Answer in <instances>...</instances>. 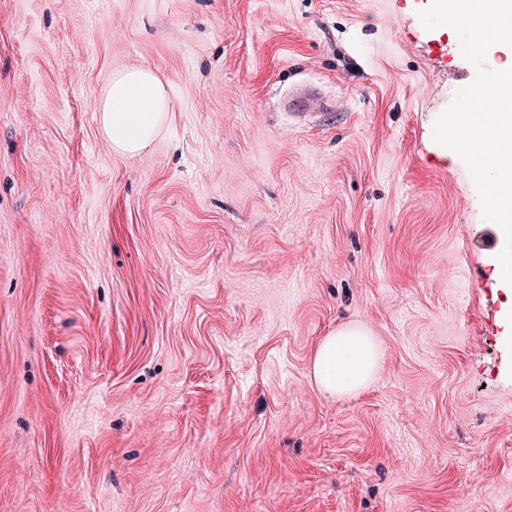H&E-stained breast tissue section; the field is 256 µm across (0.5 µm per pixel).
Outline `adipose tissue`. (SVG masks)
<instances>
[{"label": "adipose tissue", "mask_w": 512, "mask_h": 512, "mask_svg": "<svg viewBox=\"0 0 512 512\" xmlns=\"http://www.w3.org/2000/svg\"><path fill=\"white\" fill-rule=\"evenodd\" d=\"M171 116L165 82L146 67L115 72L98 103L100 132L113 151L122 156L149 148ZM380 359L381 346L369 326L345 323L319 342L312 360V377L327 395L349 397L369 387Z\"/></svg>", "instance_id": "adipose-tissue-1"}]
</instances>
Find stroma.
<instances>
[{
	"instance_id": "1",
	"label": "stroma",
	"mask_w": 512,
	"mask_h": 512,
	"mask_svg": "<svg viewBox=\"0 0 512 512\" xmlns=\"http://www.w3.org/2000/svg\"><path fill=\"white\" fill-rule=\"evenodd\" d=\"M431 0H0V512H512V291ZM172 119L113 153L98 100ZM381 343L336 398L312 355ZM171 116L166 83L146 67L115 72L98 103L100 132L112 150L122 156L137 155L149 148ZM380 359L381 346L369 326L344 323L319 342L312 360V377L327 395L349 397L369 387Z\"/></svg>"
}]
</instances>
